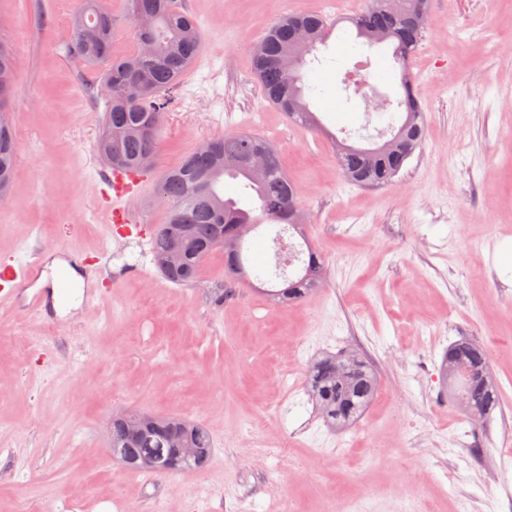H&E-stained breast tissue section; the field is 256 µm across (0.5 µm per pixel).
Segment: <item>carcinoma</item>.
Returning <instances> with one entry per match:
<instances>
[{"label":"carcinoma","instance_id":"obj_1","mask_svg":"<svg viewBox=\"0 0 512 512\" xmlns=\"http://www.w3.org/2000/svg\"><path fill=\"white\" fill-rule=\"evenodd\" d=\"M430 0H371L352 18L357 37L369 45L390 42L393 60L400 66L403 97L396 100L401 113L380 112L387 118L369 147L342 143L336 146L337 164L344 178L355 184L389 186L405 163L420 147L425 136V114L412 93V77L406 69L417 51L425 27L413 28L406 19L414 14L428 16ZM139 15L154 17L148 32L153 52H119L115 32L131 31L133 44L142 33L136 28ZM76 34L64 52L89 67L104 66L99 88L112 80V96L98 97L104 119L96 141L98 155L114 170L139 174L146 159H156L159 128L170 111L178 88L199 55L202 29L198 20L176 0H127L126 16L118 19L101 8L99 0H83L74 18ZM328 29L323 17L314 12L289 15L273 23L252 52L254 76L268 103L286 113L292 122L316 127L319 119L305 97L301 70L306 57L325 43ZM12 48L0 41V78L13 80ZM13 88L0 94V134L9 133V144L0 145V196L11 191L17 151L16 125L11 112ZM206 154H187L181 164L165 171L157 188L166 197L168 217L150 236V254L157 270L170 282L186 286L199 277L205 259L224 249L227 263L242 268L228 276L232 282L247 275L243 242L233 241L225 226L243 224L275 225L302 231L298 217V190L283 169L277 151L260 136L249 133L218 135L211 139ZM238 180L253 195L256 206L243 208L224 197V181ZM283 244L274 242V258L279 271L275 277L285 287L266 289L271 301L289 304L315 290L326 278L324 261L307 246L308 259L301 273L290 276L288 265L280 261ZM448 394L457 407L475 418H485L500 406V392L493 380L487 350L471 339L451 343L440 367ZM307 391L317 414L338 431L350 429L363 416L378 392V379L369 361L354 349L325 354L309 367ZM195 449L191 456L180 446ZM112 456L137 472L164 474L197 472L206 469L212 458L209 433L200 425L171 415L135 411L112 416L110 426Z\"/></svg>","mask_w":512,"mask_h":512}]
</instances>
